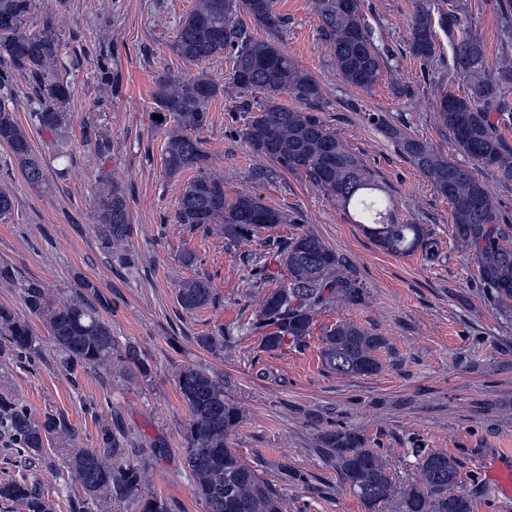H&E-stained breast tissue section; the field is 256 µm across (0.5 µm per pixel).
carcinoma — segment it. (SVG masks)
<instances>
[{"mask_svg":"<svg viewBox=\"0 0 512 512\" xmlns=\"http://www.w3.org/2000/svg\"><path fill=\"white\" fill-rule=\"evenodd\" d=\"M34 2L0 0V65L36 82L40 106L29 112V121L60 137L66 115L51 103L70 100L72 87L68 80L50 74L62 47L53 26L47 22L38 31L26 29ZM276 5L277 0H197L180 20L172 49L191 62L226 53L232 83L243 93L264 94L265 101L257 114L247 117L239 137L253 153L272 162L274 169L265 176L302 172L344 208L353 209L355 223L383 250L402 256L421 251L435 259L430 232L421 224L400 223L394 206L377 196L378 187L363 158L349 150L321 117L306 111V106L321 99L318 81L276 41L247 34L240 14L273 32L283 23ZM312 9L320 20V37L330 49L331 63L343 81L370 90L392 71L394 55L376 43L362 0H313ZM457 23L454 10L435 11L432 0H415L410 53L423 62L430 60L436 54V29L451 35ZM452 69L467 78L468 86L461 95L440 92L435 102L437 121L440 132L448 135L467 163L437 152L428 141L381 116L373 124L448 200L453 239L473 253L482 288L500 314L509 318L512 224L503 222L476 170L483 168L501 181H512V147L498 132V124L512 118V69L492 64L483 42L469 34L453 44ZM8 82L9 75L0 73V145L10 148L24 180L38 188L46 181L44 165L18 121ZM223 94L224 86L203 71L193 76L167 71L156 76L152 98L154 114L163 117L156 125L173 122L163 147L165 173L174 179L188 170L197 172L181 187L176 222L207 231L219 224L225 239L242 245L290 219L250 193L227 199L224 177L207 172L211 155L199 133L210 125V104ZM282 94L298 106L279 103ZM108 195L109 201L95 215L93 229L102 248L110 251L131 238L133 226L126 192L112 184ZM276 258L287 278L264 293L250 322V330L260 333L261 348L268 352L288 344L305 345L317 316L335 305L365 301L367 288L352 266L314 234L296 233ZM81 287L86 295L53 304L41 282H27L22 288L25 316L1 304L0 334L7 336L11 351L26 356L37 353L39 337L30 321L36 317L44 321L64 370L103 368L115 355L131 376L147 378L151 368L145 355L133 343L118 347L102 317L101 311L110 309L112 301L89 282ZM212 296L211 282L194 278L179 286L176 301L192 313L207 306ZM319 341L321 365L331 373L369 377L382 369L377 352L385 340L369 329L342 320L325 329ZM177 384L188 413L184 461L193 477L192 493L205 503L206 512H285L276 485L244 464L231 446L243 413L224 399L223 380L184 364L178 369ZM62 425L52 416L40 423L27 409L0 396V429L12 435L19 455L50 470L55 462L45 444ZM317 442L342 483L371 512L388 502L394 504L395 512H473L472 499L459 487L458 463L444 452L416 445L419 478L401 489L393 481L387 459L367 447L357 431L331 422L320 431ZM127 445L122 428L108 426L102 430L101 446L74 453L68 477L84 494L74 512H89L91 505L104 508L114 498L136 503L140 512H180L178 501L145 493L146 462L130 459ZM276 469L284 485L305 482L304 475L286 460L278 462ZM0 502L19 505L26 512L52 510L40 489L24 480H1Z\"/></svg>","mask_w":512,"mask_h":512,"instance_id":"cac0c4a2","label":"carcinoma"}]
</instances>
